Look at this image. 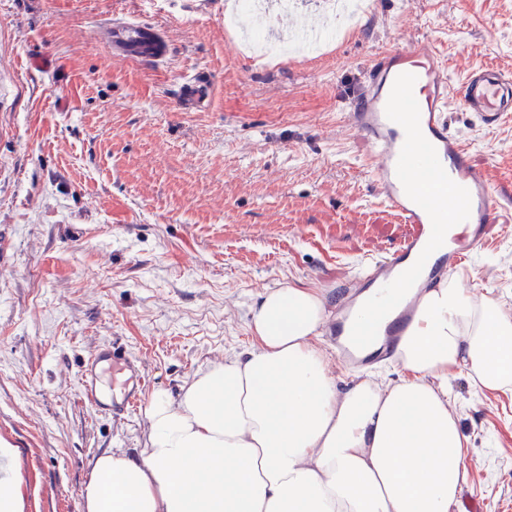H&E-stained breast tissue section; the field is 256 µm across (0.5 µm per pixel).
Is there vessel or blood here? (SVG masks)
Masks as SVG:
<instances>
[{
  "label": "vessel or blood",
  "mask_w": 512,
  "mask_h": 512,
  "mask_svg": "<svg viewBox=\"0 0 512 512\" xmlns=\"http://www.w3.org/2000/svg\"><path fill=\"white\" fill-rule=\"evenodd\" d=\"M119 60L155 61L167 53L156 31L136 21L112 28ZM368 93L351 114L376 164L379 195L408 228L385 256L366 262L337 305L326 330L345 367L392 361L413 323L418 292L436 288L448 271L489 236L495 202L485 173L448 127V72L431 41L380 53L365 69ZM211 95L205 73L179 87L182 109L197 111ZM460 104L484 125L512 114V73L495 66L472 72ZM144 385L141 360L120 341L83 364L84 399L113 417L137 406Z\"/></svg>",
  "instance_id": "obj_1"
}]
</instances>
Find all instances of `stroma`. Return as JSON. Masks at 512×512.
Returning a JSON list of instances; mask_svg holds the SVG:
<instances>
[{"instance_id":"obj_1","label":"stroma","mask_w":512,"mask_h":512,"mask_svg":"<svg viewBox=\"0 0 512 512\" xmlns=\"http://www.w3.org/2000/svg\"><path fill=\"white\" fill-rule=\"evenodd\" d=\"M0 0V443L21 512H80L91 459L144 447L142 408L104 415L81 366L118 338L145 396L251 349V314L288 286L334 311L363 261L406 233L386 213L350 125L379 53L430 40L449 92L474 69L512 72V0H375L329 19L322 0ZM155 27L168 55L112 61L109 29ZM336 23L322 51L292 40ZM43 57L50 69L28 61ZM205 70L209 106L183 111ZM451 132L512 209V116L487 127L451 105ZM512 311V221L455 270ZM467 439L457 512H512V393L451 373Z\"/></svg>"}]
</instances>
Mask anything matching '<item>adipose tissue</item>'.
Masks as SVG:
<instances>
[{"label": "adipose tissue", "instance_id": "ef3b65f1", "mask_svg": "<svg viewBox=\"0 0 512 512\" xmlns=\"http://www.w3.org/2000/svg\"><path fill=\"white\" fill-rule=\"evenodd\" d=\"M325 319L304 288L266 292L256 345L152 395L144 447L94 456L82 512H455L466 439L448 374L512 392V312L456 277L426 293L398 348L406 372L340 390L311 339Z\"/></svg>", "mask_w": 512, "mask_h": 512}]
</instances>
